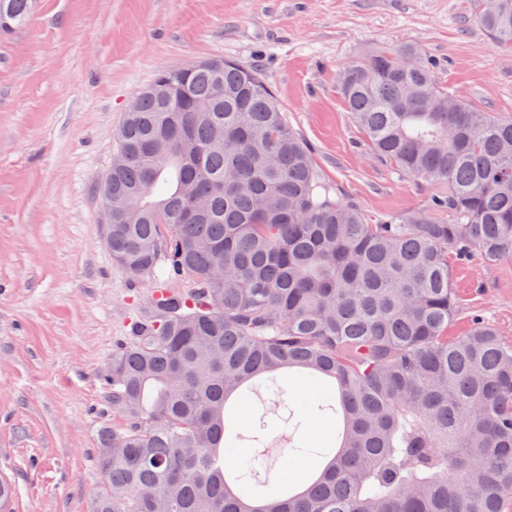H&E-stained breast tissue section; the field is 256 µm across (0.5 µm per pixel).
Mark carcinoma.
<instances>
[{"instance_id": "1", "label": "carcinoma", "mask_w": 512, "mask_h": 512, "mask_svg": "<svg viewBox=\"0 0 512 512\" xmlns=\"http://www.w3.org/2000/svg\"><path fill=\"white\" fill-rule=\"evenodd\" d=\"M0 33L31 0H0ZM512 51V0H472ZM124 119L112 262L161 296L112 349V429L91 512H502L512 497V346L478 319L448 340L449 256L512 258V118L436 82L420 50H380L339 89L370 147L438 188L373 220L329 196L266 81L233 61L160 72ZM192 283L166 292L169 279ZM312 386L301 405L284 371ZM336 429L325 447L311 426ZM246 463L234 461V449ZM330 466L303 491L287 470ZM15 488L0 479V512Z\"/></svg>"}]
</instances>
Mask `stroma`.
<instances>
[{
  "label": "stroma",
  "mask_w": 512,
  "mask_h": 512,
  "mask_svg": "<svg viewBox=\"0 0 512 512\" xmlns=\"http://www.w3.org/2000/svg\"><path fill=\"white\" fill-rule=\"evenodd\" d=\"M420 47L440 86L512 117V52L470 0H33L0 34V477L13 512H89L112 423L105 375L152 281L112 262L100 187L128 104L161 71L223 58L258 72L334 192L373 218L437 192L374 154L337 82L378 48ZM457 315L512 345V259L451 261Z\"/></svg>",
  "instance_id": "1"
}]
</instances>
